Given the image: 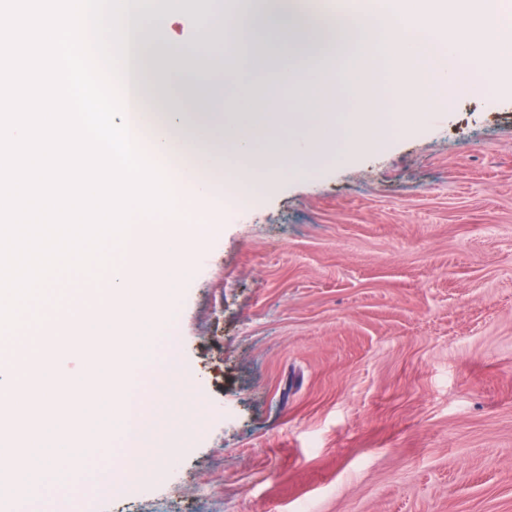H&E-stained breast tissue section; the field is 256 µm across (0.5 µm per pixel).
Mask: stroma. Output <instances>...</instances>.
Instances as JSON below:
<instances>
[{"mask_svg":"<svg viewBox=\"0 0 512 512\" xmlns=\"http://www.w3.org/2000/svg\"><path fill=\"white\" fill-rule=\"evenodd\" d=\"M281 181L164 323L197 386L97 512H512V79Z\"/></svg>","mask_w":512,"mask_h":512,"instance_id":"35a3bbf8","label":"stroma"}]
</instances>
